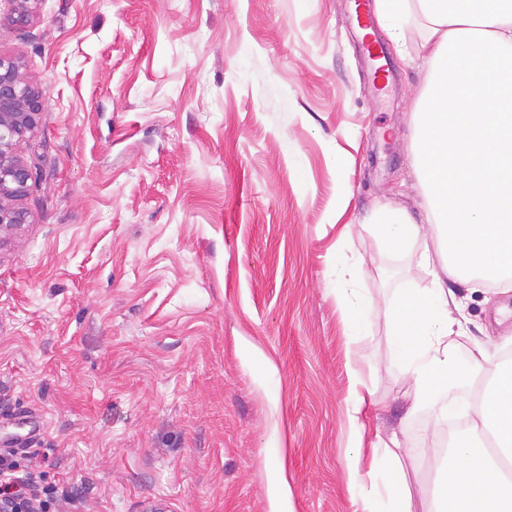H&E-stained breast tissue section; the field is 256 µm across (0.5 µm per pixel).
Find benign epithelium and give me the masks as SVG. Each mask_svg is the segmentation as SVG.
I'll return each instance as SVG.
<instances>
[{
	"instance_id": "benign-epithelium-1",
	"label": "benign epithelium",
	"mask_w": 512,
	"mask_h": 512,
	"mask_svg": "<svg viewBox=\"0 0 512 512\" xmlns=\"http://www.w3.org/2000/svg\"><path fill=\"white\" fill-rule=\"evenodd\" d=\"M39 0H0L8 24L23 30L33 22ZM22 62L0 54V238L27 222L20 201L37 179V172L19 154L36 132L49 102L46 91L31 84Z\"/></svg>"
}]
</instances>
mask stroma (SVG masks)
I'll return each instance as SVG.
<instances>
[{"mask_svg":"<svg viewBox=\"0 0 512 512\" xmlns=\"http://www.w3.org/2000/svg\"><path fill=\"white\" fill-rule=\"evenodd\" d=\"M377 39L383 86L348 0H40L0 29L49 94L29 219L0 240V448L25 436L20 466L76 512H361L357 390L365 440L418 447L424 512L448 427L404 421L386 316L430 270L365 228L415 206L424 70ZM340 264L370 302L355 358ZM454 290L468 335L512 353V291Z\"/></svg>","mask_w":512,"mask_h":512,"instance_id":"1","label":"stroma"}]
</instances>
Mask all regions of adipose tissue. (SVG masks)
I'll return each instance as SVG.
<instances>
[{
    "instance_id": "1",
    "label": "adipose tissue",
    "mask_w": 512,
    "mask_h": 512,
    "mask_svg": "<svg viewBox=\"0 0 512 512\" xmlns=\"http://www.w3.org/2000/svg\"><path fill=\"white\" fill-rule=\"evenodd\" d=\"M379 26L402 59L421 60L425 77L408 112L409 151L420 184L417 223L403 208L383 206L371 217L382 242L410 251L419 237L440 246L423 252L432 285L407 288L392 304L388 329L404 364L409 411L429 410L437 422L460 420L455 462L442 469L456 487L453 512H512V476L493 462L484 444L491 435L512 459V363L491 362L474 343L467 365L456 349L467 332L464 305L448 281L512 288V0H375ZM351 341L364 336L368 302L357 295L355 272L336 270ZM485 382L471 402L450 393L474 375ZM397 435H375L370 458L353 452L351 470L367 466L376 498L363 512H415Z\"/></svg>"
}]
</instances>
